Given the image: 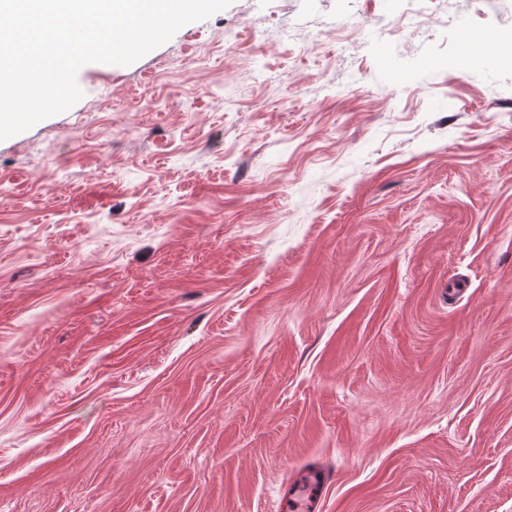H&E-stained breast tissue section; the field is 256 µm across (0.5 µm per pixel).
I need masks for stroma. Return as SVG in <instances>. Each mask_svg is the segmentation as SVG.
<instances>
[{
    "label": "stroma",
    "mask_w": 512,
    "mask_h": 512,
    "mask_svg": "<svg viewBox=\"0 0 512 512\" xmlns=\"http://www.w3.org/2000/svg\"><path fill=\"white\" fill-rule=\"evenodd\" d=\"M464 24L512 0H231L0 141V512L317 469L309 512H512V66L459 72ZM427 22L412 11L391 18L379 30L378 38L390 44H400L416 30L422 29Z\"/></svg>",
    "instance_id": "35a3bbf8"
}]
</instances>
